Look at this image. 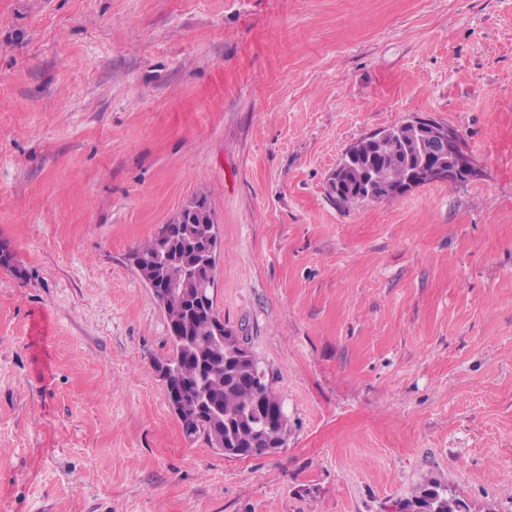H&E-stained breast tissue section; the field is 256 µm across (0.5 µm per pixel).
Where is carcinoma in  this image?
Returning <instances> with one entry per match:
<instances>
[{
    "instance_id": "obj_1",
    "label": "carcinoma",
    "mask_w": 512,
    "mask_h": 512,
    "mask_svg": "<svg viewBox=\"0 0 512 512\" xmlns=\"http://www.w3.org/2000/svg\"><path fill=\"white\" fill-rule=\"evenodd\" d=\"M394 162L411 169L418 166L410 137H405L396 149L388 137L383 143L364 137L360 149L342 161L340 187L332 189L336 203L350 206L386 198L383 181ZM191 207L192 213L172 227L171 237L165 242L154 237L132 252L138 262L136 271L147 287H161L181 271V264L195 261L207 249L215 228L213 213L204 198L194 199ZM214 270L212 263L200 267L197 273V287L209 295L214 286ZM215 318L212 304L167 312L171 350L167 358L157 362V367L169 371L173 385L186 387L187 408L195 409L197 398L205 394L222 411L220 417L200 411L193 430L186 435H201L213 448L222 442L224 447L235 448L247 458L253 453L261 457L263 453L255 449H279L287 444L288 416L272 383L256 378L257 362L240 348L235 337H227L220 360H215ZM403 503L409 512H463V501L438 485L421 487Z\"/></svg>"
}]
</instances>
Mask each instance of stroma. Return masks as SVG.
I'll return each mask as SVG.
<instances>
[{"label":"stroma","instance_id":"1","mask_svg":"<svg viewBox=\"0 0 512 512\" xmlns=\"http://www.w3.org/2000/svg\"><path fill=\"white\" fill-rule=\"evenodd\" d=\"M414 115L476 175L339 206ZM206 199L218 316L288 415L187 437L129 255ZM0 512H512V0H0ZM400 501L409 507L407 512H463L464 504L438 485H424L414 496Z\"/></svg>","mask_w":512,"mask_h":512}]
</instances>
